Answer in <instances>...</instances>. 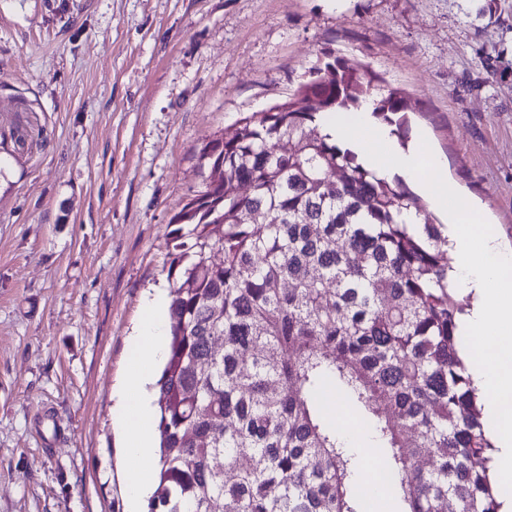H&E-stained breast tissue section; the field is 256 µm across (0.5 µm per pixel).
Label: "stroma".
I'll list each match as a JSON object with an SVG mask.
<instances>
[{"mask_svg": "<svg viewBox=\"0 0 512 512\" xmlns=\"http://www.w3.org/2000/svg\"><path fill=\"white\" fill-rule=\"evenodd\" d=\"M512 245V0H0V512H127L112 388L199 152L327 56Z\"/></svg>", "mask_w": 512, "mask_h": 512, "instance_id": "35a3bbf8", "label": "stroma"}]
</instances>
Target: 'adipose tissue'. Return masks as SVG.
I'll return each mask as SVG.
<instances>
[{"label": "adipose tissue", "mask_w": 512, "mask_h": 512, "mask_svg": "<svg viewBox=\"0 0 512 512\" xmlns=\"http://www.w3.org/2000/svg\"><path fill=\"white\" fill-rule=\"evenodd\" d=\"M371 106L331 117L328 131L385 178L401 176L418 184L430 204L448 219L451 291L472 297L458 324L460 354L488 413L486 429L498 450L492 471L501 485L512 484V249L486 233L475 203L460 194L443 173L440 156L426 142L393 150L389 129L376 126ZM163 294L144 303V314L116 391L118 421L125 435V495L139 506L153 485L154 411L148 398L155 365L166 353Z\"/></svg>", "instance_id": "adipose-tissue-1"}]
</instances>
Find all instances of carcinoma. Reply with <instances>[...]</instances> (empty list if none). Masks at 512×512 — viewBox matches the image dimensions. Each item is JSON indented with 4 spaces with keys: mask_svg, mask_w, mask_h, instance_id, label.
<instances>
[{
    "mask_svg": "<svg viewBox=\"0 0 512 512\" xmlns=\"http://www.w3.org/2000/svg\"><path fill=\"white\" fill-rule=\"evenodd\" d=\"M367 102L405 134V96L329 58L201 149L198 206L172 219L148 512H362L363 462L318 400L329 382L386 451L401 512H499L444 225L320 129Z\"/></svg>",
    "mask_w": 512,
    "mask_h": 512,
    "instance_id": "obj_1",
    "label": "carcinoma"
}]
</instances>
